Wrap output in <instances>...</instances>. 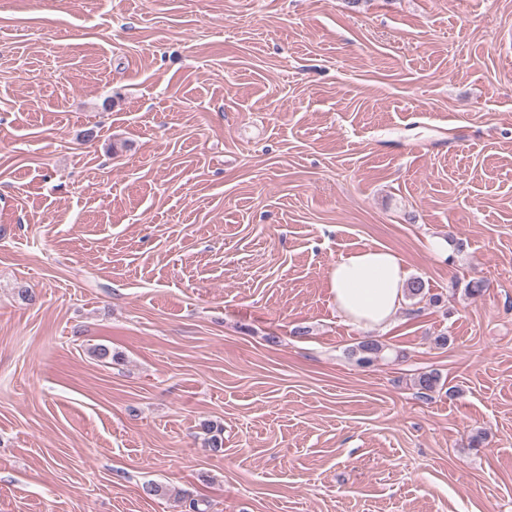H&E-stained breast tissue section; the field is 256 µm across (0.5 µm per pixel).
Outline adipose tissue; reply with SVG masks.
<instances>
[{"label":"adipose tissue","mask_w":512,"mask_h":512,"mask_svg":"<svg viewBox=\"0 0 512 512\" xmlns=\"http://www.w3.org/2000/svg\"><path fill=\"white\" fill-rule=\"evenodd\" d=\"M406 277L393 250L365 247L340 256L331 265V299L345 322L384 330L403 300Z\"/></svg>","instance_id":"adipose-tissue-1"}]
</instances>
